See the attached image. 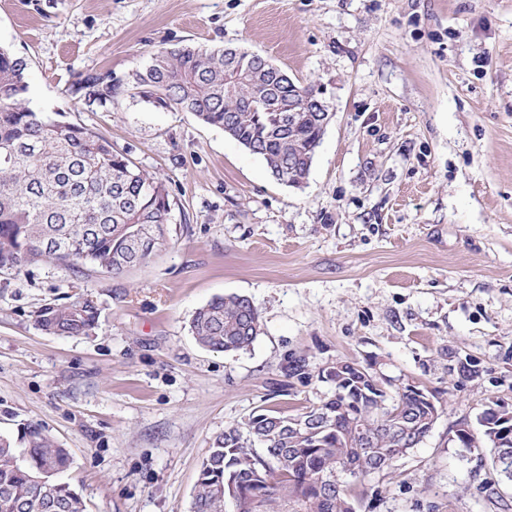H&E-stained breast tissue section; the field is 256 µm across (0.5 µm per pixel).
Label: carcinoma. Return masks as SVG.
<instances>
[{
    "label": "carcinoma",
    "instance_id": "1",
    "mask_svg": "<svg viewBox=\"0 0 512 512\" xmlns=\"http://www.w3.org/2000/svg\"><path fill=\"white\" fill-rule=\"evenodd\" d=\"M29 63L0 48V269L46 261L89 267L111 278L147 265L171 237L174 206L165 181L136 166L112 141L78 123L29 107ZM67 93L89 104L138 97L191 112L266 163L291 186L307 179L322 139L314 83H301L266 57L242 48L166 47L125 79L73 81ZM99 309L89 299L45 305L35 323L53 336L90 334ZM199 345L215 352L249 348L260 313L246 296L215 297L190 322ZM317 371L333 390L294 413L270 407L213 439L195 486L192 512H355L348 476L388 470L403 424L424 435L438 407L406 384L390 394L338 359ZM71 457L38 425L0 433V512H85L63 475Z\"/></svg>",
    "mask_w": 512,
    "mask_h": 512
}]
</instances>
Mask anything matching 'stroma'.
Instances as JSON below:
<instances>
[{
  "mask_svg": "<svg viewBox=\"0 0 512 512\" xmlns=\"http://www.w3.org/2000/svg\"><path fill=\"white\" fill-rule=\"evenodd\" d=\"M185 44L245 47L325 88L302 186L193 113L66 93ZM0 46L28 59L34 111L111 140L175 200L170 243L122 278L0 270V431L38 424L67 448L87 512H191L226 426L326 396L289 377L300 357L438 402L423 442L353 488L356 512L512 508L489 444L456 439L486 408L512 412V0H0ZM75 294L98 327L43 334L39 307ZM227 294L262 331L212 352L190 320Z\"/></svg>",
  "mask_w": 512,
  "mask_h": 512,
  "instance_id": "1",
  "label": "stroma"
}]
</instances>
